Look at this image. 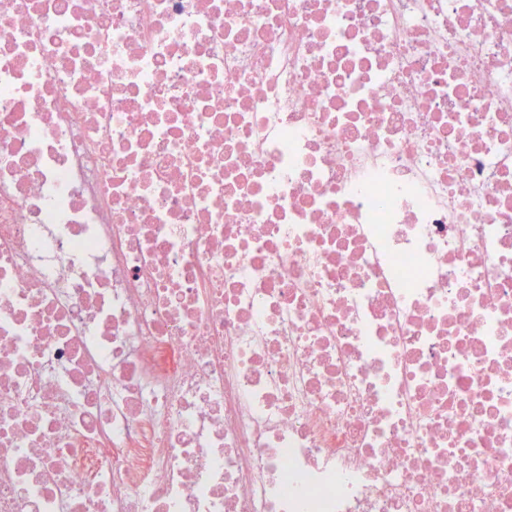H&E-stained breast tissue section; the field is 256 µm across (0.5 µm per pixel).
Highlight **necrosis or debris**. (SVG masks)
<instances>
[{
	"instance_id": "necrosis-or-debris-1",
	"label": "necrosis or debris",
	"mask_w": 512,
	"mask_h": 512,
	"mask_svg": "<svg viewBox=\"0 0 512 512\" xmlns=\"http://www.w3.org/2000/svg\"><path fill=\"white\" fill-rule=\"evenodd\" d=\"M0 512H512V0H0Z\"/></svg>"
}]
</instances>
